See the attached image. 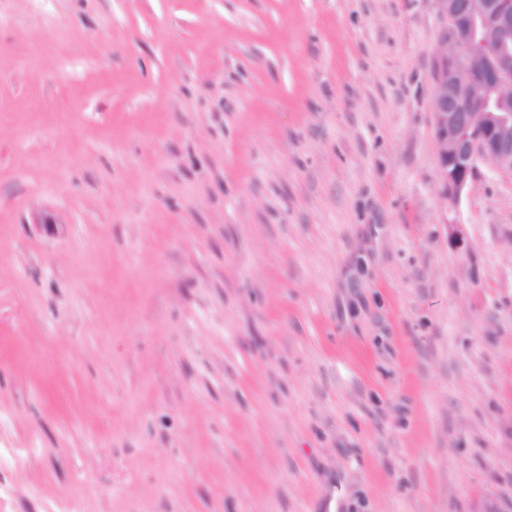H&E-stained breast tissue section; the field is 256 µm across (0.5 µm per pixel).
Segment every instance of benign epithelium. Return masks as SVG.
Returning <instances> with one entry per match:
<instances>
[{
  "label": "benign epithelium",
  "mask_w": 512,
  "mask_h": 512,
  "mask_svg": "<svg viewBox=\"0 0 512 512\" xmlns=\"http://www.w3.org/2000/svg\"><path fill=\"white\" fill-rule=\"evenodd\" d=\"M443 20L439 39L449 48L435 64L433 131L445 198L458 199L488 164L512 173V113L503 111L497 89L512 83V0H435ZM480 52L489 68L464 73V63ZM487 87L473 104L475 81Z\"/></svg>",
  "instance_id": "1"
}]
</instances>
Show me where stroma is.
Here are the masks:
<instances>
[{
    "label": "stroma",
    "mask_w": 512,
    "mask_h": 512,
    "mask_svg": "<svg viewBox=\"0 0 512 512\" xmlns=\"http://www.w3.org/2000/svg\"><path fill=\"white\" fill-rule=\"evenodd\" d=\"M434 0H0V512L512 494V174L441 195Z\"/></svg>",
    "instance_id": "stroma-1"
}]
</instances>
